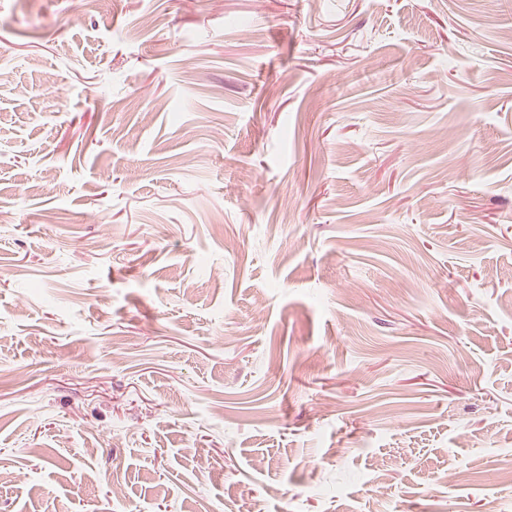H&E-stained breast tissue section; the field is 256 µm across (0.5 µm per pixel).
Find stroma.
Returning a JSON list of instances; mask_svg holds the SVG:
<instances>
[{
    "instance_id": "35a3bbf8",
    "label": "stroma",
    "mask_w": 512,
    "mask_h": 512,
    "mask_svg": "<svg viewBox=\"0 0 512 512\" xmlns=\"http://www.w3.org/2000/svg\"><path fill=\"white\" fill-rule=\"evenodd\" d=\"M508 469L512 0H0V512Z\"/></svg>"
}]
</instances>
